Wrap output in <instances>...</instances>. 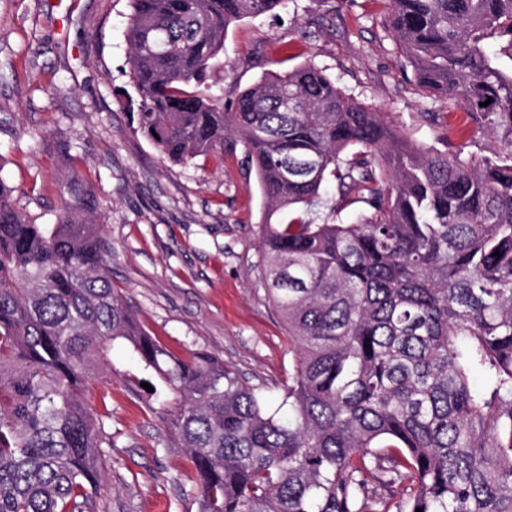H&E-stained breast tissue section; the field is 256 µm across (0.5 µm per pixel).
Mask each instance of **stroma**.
I'll return each mask as SVG.
<instances>
[{
  "instance_id": "35a3bbf8",
  "label": "stroma",
  "mask_w": 512,
  "mask_h": 512,
  "mask_svg": "<svg viewBox=\"0 0 512 512\" xmlns=\"http://www.w3.org/2000/svg\"><path fill=\"white\" fill-rule=\"evenodd\" d=\"M130 14V0H0V180L33 223L53 224L60 181L77 170L100 205L112 283L144 329L176 356L220 357L278 405L294 355L262 279L255 170L232 139L173 163L134 132ZM387 16L386 0H289L228 29L199 91L228 106L266 73L312 63L411 142L490 154L463 106L418 88ZM112 360L120 375L91 387L112 437L99 512H198L185 449L126 380L136 362L120 346Z\"/></svg>"
}]
</instances>
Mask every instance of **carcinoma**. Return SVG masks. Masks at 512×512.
<instances>
[{
  "label": "carcinoma",
  "mask_w": 512,
  "mask_h": 512,
  "mask_svg": "<svg viewBox=\"0 0 512 512\" xmlns=\"http://www.w3.org/2000/svg\"><path fill=\"white\" fill-rule=\"evenodd\" d=\"M387 2L418 85L463 102L494 155L410 143L313 64L225 110L190 86L232 24L284 0H132L134 130L173 163L243 144L294 374L273 410L220 358L171 354L113 287L79 174L55 224L0 180V512H98L112 438L87 392L117 343L188 451L198 512H512V0Z\"/></svg>",
  "instance_id": "obj_1"
}]
</instances>
